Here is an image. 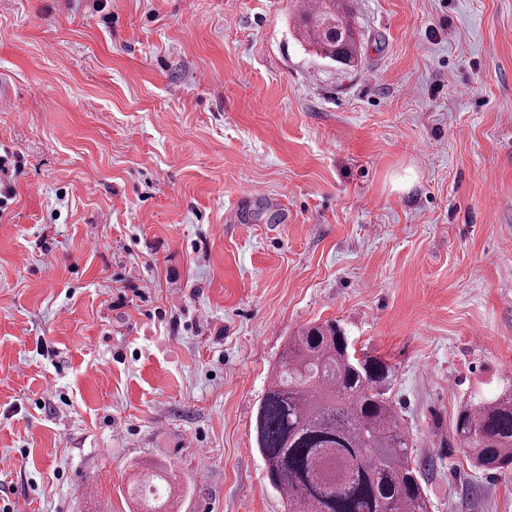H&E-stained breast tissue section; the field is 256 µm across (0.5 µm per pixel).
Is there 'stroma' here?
Instances as JSON below:
<instances>
[{
  "label": "stroma",
  "instance_id": "stroma-1",
  "mask_svg": "<svg viewBox=\"0 0 512 512\" xmlns=\"http://www.w3.org/2000/svg\"><path fill=\"white\" fill-rule=\"evenodd\" d=\"M0 0V507L285 512L253 420L289 336L392 366L431 512H512L451 434L512 380V0ZM254 199L243 200L246 191ZM298 6V40L321 60L341 69H356L361 32L354 25V9L347 0H311ZM4 153L5 155H2V151L0 150V210L7 206L8 201L13 199L16 195L15 188L10 179H8V172L11 166L14 168V170H16V167L19 163L18 160L11 159V157L16 158L13 153L10 155L9 151L5 149ZM2 175L7 176V180H5ZM159 470L145 473L136 484L128 488L130 499L140 506L142 512H162L161 509L175 493L174 487L163 475V470ZM163 490L166 492V497Z\"/></svg>",
  "mask_w": 512,
  "mask_h": 512
}]
</instances>
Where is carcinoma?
<instances>
[{
    "mask_svg": "<svg viewBox=\"0 0 512 512\" xmlns=\"http://www.w3.org/2000/svg\"><path fill=\"white\" fill-rule=\"evenodd\" d=\"M296 35L320 59L356 69L361 32L349 0L297 9ZM334 321L288 338L257 406L253 435L287 512H430L413 439L389 395L392 366L360 353ZM452 437L474 466L512 470V383L457 411ZM175 489L162 472L128 488L141 512Z\"/></svg>",
    "mask_w": 512,
    "mask_h": 512,
    "instance_id": "1",
    "label": "carcinoma"
}]
</instances>
